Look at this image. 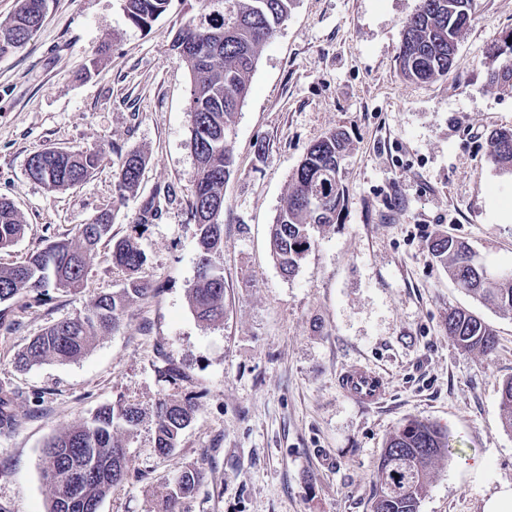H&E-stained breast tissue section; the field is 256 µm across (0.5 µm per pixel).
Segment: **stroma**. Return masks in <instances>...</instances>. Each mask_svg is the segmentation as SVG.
Masks as SVG:
<instances>
[{
	"label": "stroma",
	"mask_w": 512,
	"mask_h": 512,
	"mask_svg": "<svg viewBox=\"0 0 512 512\" xmlns=\"http://www.w3.org/2000/svg\"><path fill=\"white\" fill-rule=\"evenodd\" d=\"M421 0H294L259 52L235 118V171L224 186V320L205 325L189 303L197 275L191 189L190 72L171 47L200 0H170L151 30L122 0H51L39 32L0 57V199L26 229L0 251L9 266L73 238L100 212L112 234L146 255L151 292L86 355L15 368L18 351L55 322L122 288L108 246L81 288L0 303V388L15 391L17 428L0 432V512H46L44 441L118 402L151 407L193 396L197 411L168 456L151 453L152 423L127 443L130 474L100 512H150L171 476L201 473L184 512H371L387 437L411 419L448 430L462 458L434 463L419 512H484L512 485V431L498 386L512 378V315L462 291L431 254L434 235L467 241L490 270L512 269V176L489 157L487 135L512 128V86H489L486 51L512 30V0H474L456 63L430 82L398 70L403 23ZM98 71L85 73L93 53ZM348 137L345 203L312 232L285 276L270 226L305 150L328 132ZM93 150L80 185L49 191L26 173L36 151ZM132 150L148 164L136 192L116 172ZM495 330L494 353L457 347L448 310ZM360 364L387 392L369 407L338 386ZM173 367L178 384L159 369Z\"/></svg>",
	"instance_id": "1"
}]
</instances>
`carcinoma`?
I'll return each instance as SVG.
<instances>
[{
    "instance_id": "carcinoma-1",
    "label": "carcinoma",
    "mask_w": 512,
    "mask_h": 512,
    "mask_svg": "<svg viewBox=\"0 0 512 512\" xmlns=\"http://www.w3.org/2000/svg\"><path fill=\"white\" fill-rule=\"evenodd\" d=\"M128 20L150 30L166 11L169 0H122ZM463 0H421L405 23L406 37L400 46V75L410 81H430L451 71L463 32L473 10H463ZM293 0H202L209 12L189 22L177 33L192 77L187 109L190 146L197 161V177L191 191V214L197 226L199 264L189 301L197 319L206 324L224 320V277L215 259L224 251V183L234 172L232 133L235 116L244 103L260 48L286 20ZM49 0H19L8 21L0 23V57L13 54L42 27V8ZM487 79L491 86L512 85V31L488 51ZM490 160L512 172V129L489 134ZM348 139L333 131L303 154L271 224V248L281 272L292 276L311 248L310 228L336 223L345 197L343 161ZM29 176L51 191L66 190L83 182L99 166L100 156L89 151H57L32 154ZM146 157L130 151L116 173L118 188L133 192L139 187ZM25 224L17 208L0 200V250L14 246ZM112 245V261L128 272L125 286L97 296L88 309L73 318L56 322L34 337L15 358L21 367L47 360L68 362L89 352L103 336L120 324L129 302L143 297L150 285L138 276L145 253L129 240L112 236V217L105 212L93 223L79 226L74 238L55 240L25 260L0 267V303L22 293L41 294L49 288L80 287L89 263L102 244ZM432 253L448 275L468 294L494 302L504 314H512V271L497 274L485 286L483 262L471 246L458 238L437 236ZM448 337L468 351L491 353L494 332L483 320L463 309L448 312ZM502 424L512 429V378L498 388ZM196 412L194 398H162L154 411V437L150 451L167 456L178 447ZM143 411L135 403L103 405L91 418L48 438L42 447V473L46 481L47 512H74L68 508L66 488L72 476L83 475L84 496L93 509L125 479L130 458L117 433L133 436ZM19 414L12 393L0 389V432L14 430ZM458 449L448 431L436 424L412 420L391 433L377 465L379 486L373 512H419L421 498L438 458H452ZM200 483L196 470H183L169 481L153 512H180L179 505L194 496Z\"/></svg>"
}]
</instances>
